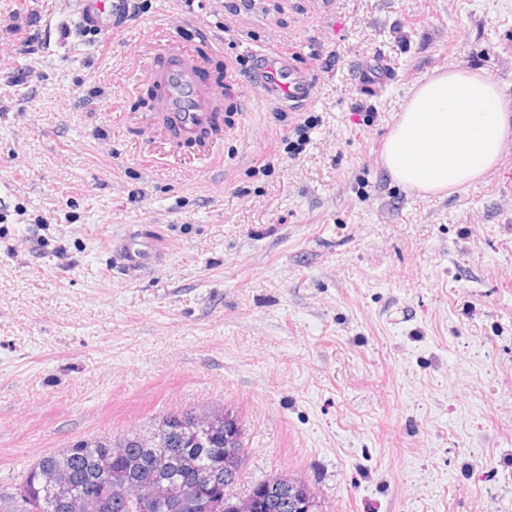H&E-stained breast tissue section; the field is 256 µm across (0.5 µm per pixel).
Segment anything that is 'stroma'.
I'll return each mask as SVG.
<instances>
[{"label":"stroma","mask_w":512,"mask_h":512,"mask_svg":"<svg viewBox=\"0 0 512 512\" xmlns=\"http://www.w3.org/2000/svg\"><path fill=\"white\" fill-rule=\"evenodd\" d=\"M136 0L108 41L77 0H0V493L40 456L192 407L238 417L242 489L305 482L323 512H512V129L484 178L392 180L409 93L482 72L512 109V0ZM207 31L246 96L212 159L144 112L148 32ZM274 46L316 75L301 112L250 98ZM378 66L387 81L358 88ZM313 116L299 155L283 127ZM156 233L134 279L106 243Z\"/></svg>","instance_id":"stroma-1"}]
</instances>
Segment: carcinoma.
Listing matches in <instances>:
<instances>
[{
  "label": "carcinoma",
  "mask_w": 512,
  "mask_h": 512,
  "mask_svg": "<svg viewBox=\"0 0 512 512\" xmlns=\"http://www.w3.org/2000/svg\"><path fill=\"white\" fill-rule=\"evenodd\" d=\"M213 414L212 436H193L186 425ZM164 433L137 432L116 437L91 435L71 447L42 456L16 483L0 512H144L148 500L163 505L198 487L180 512H224V495L236 504L231 512H292L274 477L241 495L242 467L228 474L224 467V411L189 408L169 413Z\"/></svg>",
  "instance_id": "obj_1"
}]
</instances>
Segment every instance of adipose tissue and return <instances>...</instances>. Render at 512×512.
Listing matches in <instances>:
<instances>
[{"instance_id":"adipose-tissue-1","label":"adipose tissue","mask_w":512,"mask_h":512,"mask_svg":"<svg viewBox=\"0 0 512 512\" xmlns=\"http://www.w3.org/2000/svg\"><path fill=\"white\" fill-rule=\"evenodd\" d=\"M511 128L499 85L486 74L452 69L408 99L386 139L384 166L394 181L440 194L492 169Z\"/></svg>"}]
</instances>
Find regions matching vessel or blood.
I'll list each match as a JSON object with an SVG mask.
<instances>
[{
	"label": "vessel or blood",
	"mask_w": 512,
	"mask_h": 512,
	"mask_svg": "<svg viewBox=\"0 0 512 512\" xmlns=\"http://www.w3.org/2000/svg\"><path fill=\"white\" fill-rule=\"evenodd\" d=\"M78 4L80 25L87 33L102 36L122 32L132 9L131 0H78ZM149 39L160 45L146 68L147 81L156 89L147 115L151 134L164 138L169 148L209 154L215 143L210 128L225 123L224 88L205 77L218 53L216 43L206 37L190 48L162 27L154 28ZM251 66L250 83L258 100L275 97L291 112L312 102L313 73L296 65L286 52L269 48L254 53ZM110 249L115 264L130 277L160 260L152 239L133 229L113 238Z\"/></svg>",
	"instance_id": "1"
}]
</instances>
